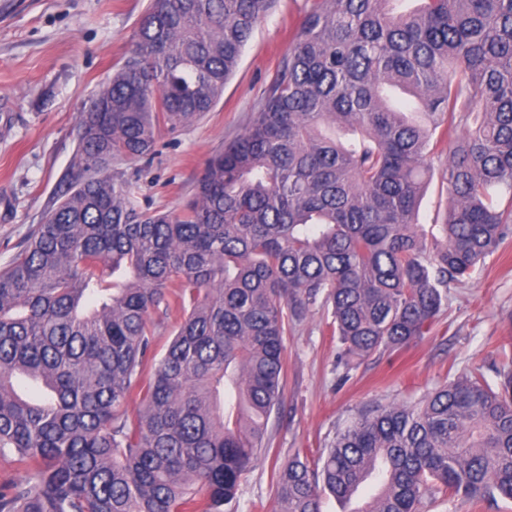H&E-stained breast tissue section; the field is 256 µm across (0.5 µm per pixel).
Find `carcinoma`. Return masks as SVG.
Masks as SVG:
<instances>
[{
  "mask_svg": "<svg viewBox=\"0 0 512 512\" xmlns=\"http://www.w3.org/2000/svg\"><path fill=\"white\" fill-rule=\"evenodd\" d=\"M394 2L313 0L251 125L175 213L141 207L112 159L211 111L272 0H150L82 113L77 179L0 269V454L35 471L0 486V512H224L282 404L289 327L331 309L348 368L408 347L512 237V0ZM444 140L438 238L416 214ZM504 359L494 384L362 413L289 458L274 512L369 479L357 512L512 499ZM180 316H171L170 318H159L155 317V351L160 356L164 353L166 345L170 342L174 331L178 326Z\"/></svg>",
  "mask_w": 512,
  "mask_h": 512,
  "instance_id": "cac0c4a2",
  "label": "carcinoma"
}]
</instances>
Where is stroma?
<instances>
[{
	"label": "stroma",
	"instance_id": "35a3bbf8",
	"mask_svg": "<svg viewBox=\"0 0 512 512\" xmlns=\"http://www.w3.org/2000/svg\"><path fill=\"white\" fill-rule=\"evenodd\" d=\"M149 0H0V268L24 247L74 181L81 114L130 48ZM312 0H278L254 29L224 94L201 120L160 131L153 156L116 158L110 173L137 188L140 206L180 211L206 161L250 125ZM327 309H314L285 338L284 397L269 445L240 487L235 512H273L276 473L293 454L326 448L358 413L414 403L471 373L495 380L512 349V243L486 258L448 309L409 347L377 353L353 369L338 363Z\"/></svg>",
	"mask_w": 512,
	"mask_h": 512
}]
</instances>
